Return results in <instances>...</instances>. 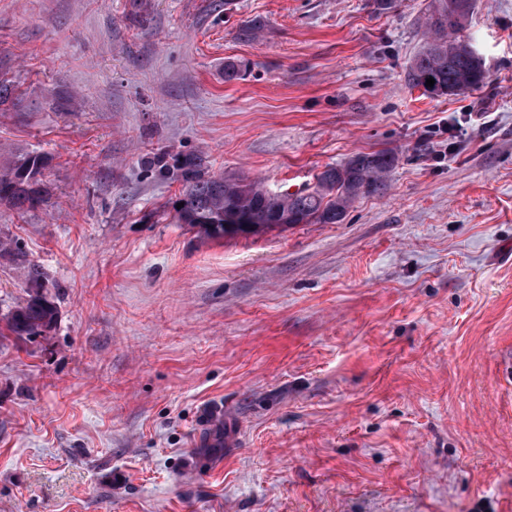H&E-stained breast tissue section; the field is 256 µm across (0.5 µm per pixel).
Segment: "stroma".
I'll return each mask as SVG.
<instances>
[{"mask_svg": "<svg viewBox=\"0 0 512 512\" xmlns=\"http://www.w3.org/2000/svg\"><path fill=\"white\" fill-rule=\"evenodd\" d=\"M430 0H0V512H512V0H475L490 79L410 86ZM247 63L225 80L224 63ZM337 224L212 240L144 160L273 193L358 153ZM44 164V156L30 154L9 167H0V203L28 210L42 202L45 189L38 175ZM57 319L58 310L54 302L36 292L8 313L4 328H0V337L21 339L41 336L55 326Z\"/></svg>", "mask_w": 512, "mask_h": 512, "instance_id": "stroma-1", "label": "stroma"}]
</instances>
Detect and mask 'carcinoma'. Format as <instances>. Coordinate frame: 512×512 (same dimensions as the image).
I'll use <instances>...</instances> for the list:
<instances>
[{"mask_svg":"<svg viewBox=\"0 0 512 512\" xmlns=\"http://www.w3.org/2000/svg\"><path fill=\"white\" fill-rule=\"evenodd\" d=\"M474 0H431L424 17L429 40L412 61L407 79L424 91L453 96L484 86L489 73L472 43L459 36L468 23ZM435 80L426 86L427 78ZM397 157L389 151L360 153L340 165L328 166L314 188L274 194L257 181L210 175L202 157L192 154L173 167L164 157L147 159L158 176L181 183L178 220L211 239L256 235L297 224H338L352 203L363 195L381 191ZM45 164L40 154L26 155L9 167H0V203L28 210L42 202L45 189L38 178ZM241 214L247 224H228ZM58 310L46 295L37 292L15 306L5 317L0 337L19 339L41 336L51 330Z\"/></svg>","mask_w":512,"mask_h":512,"instance_id":"cac0c4a2","label":"carcinoma"}]
</instances>
